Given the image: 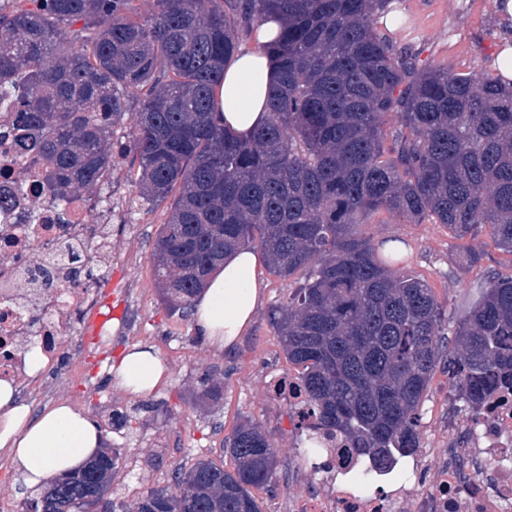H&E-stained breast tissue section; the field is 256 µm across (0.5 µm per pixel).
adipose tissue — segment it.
I'll return each instance as SVG.
<instances>
[{
    "label": "adipose tissue",
    "instance_id": "ef3b65f1",
    "mask_svg": "<svg viewBox=\"0 0 512 512\" xmlns=\"http://www.w3.org/2000/svg\"><path fill=\"white\" fill-rule=\"evenodd\" d=\"M279 29L273 20L255 23L249 47L227 63L215 90L225 132L246 138L265 122L277 63L264 48ZM262 288L256 254L228 253L194 301L199 333L217 349H232L260 308ZM112 371L125 392L144 395L164 383L166 367L153 348L136 346L113 363ZM102 443L97 425L70 403H56L34 416L19 403L14 388L0 381V449L12 455L26 486L41 487L77 471Z\"/></svg>",
    "mask_w": 512,
    "mask_h": 512
}]
</instances>
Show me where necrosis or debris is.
<instances>
[{
    "label": "necrosis or debris",
    "instance_id": "obj_1",
    "mask_svg": "<svg viewBox=\"0 0 512 512\" xmlns=\"http://www.w3.org/2000/svg\"><path fill=\"white\" fill-rule=\"evenodd\" d=\"M12 106L0 103V381L24 395L48 388L28 371L38 347L46 366L97 305L95 283L68 287L70 267L48 266L61 243L81 248L97 265L112 256V213L70 190L61 204L41 176L37 152L6 135ZM273 396L285 399L291 426L317 443L309 459L314 481L289 501L288 512H512V383L502 382L478 411L448 407V446L394 449L375 467L341 433L315 429V417L296 378L279 379Z\"/></svg>",
    "mask_w": 512,
    "mask_h": 512
}]
</instances>
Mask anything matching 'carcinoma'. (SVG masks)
Returning a JSON list of instances; mask_svg holds the SVG:
<instances>
[{"mask_svg": "<svg viewBox=\"0 0 512 512\" xmlns=\"http://www.w3.org/2000/svg\"><path fill=\"white\" fill-rule=\"evenodd\" d=\"M391 0H0V102L21 114L61 198H98L112 134L129 123L146 203L167 204L155 277L174 311L191 303L233 249L259 248L270 273L303 277L273 326L318 427L340 431L377 466L417 447L419 408L448 321L431 286L357 231L384 211L444 224L464 240L491 228L512 254V89L503 78L426 68L375 32ZM273 13L278 85L251 138L224 134L214 89L240 33ZM457 401L477 407L512 378V277L497 279L454 329ZM212 460L131 503L107 498L120 453L25 502V512H262L254 488L277 466L272 435L241 423Z\"/></svg>", "mask_w": 512, "mask_h": 512, "instance_id": "carcinoma-1", "label": "carcinoma"}]
</instances>
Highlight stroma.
Instances as JSON below:
<instances>
[{"mask_svg": "<svg viewBox=\"0 0 512 512\" xmlns=\"http://www.w3.org/2000/svg\"><path fill=\"white\" fill-rule=\"evenodd\" d=\"M396 5L399 30L389 37L395 50H411L426 66L488 73L502 32L492 0H396ZM129 136L126 126L113 134L106 188L112 197V261L99 291L117 324L112 350L97 361L64 346L61 369L51 374L56 392L43 403L70 402L99 426L107 446L120 449L109 491L118 502L170 485L177 465L187 468L210 459L232 469L223 452L225 438L242 421L257 422L275 439L278 490L270 495L260 489L256 495L264 512H286L289 500L308 490L311 474L304 435L291 428L287 404L269 396L273 380L299 372L284 354L271 313L298 280L265 274L263 302L248 332L232 352L214 350L189 314L169 311L161 300L153 243L169 212L146 204L133 190L137 167L124 152ZM361 231L377 243L403 241L406 255L399 272L427 281L451 320L477 298L480 286L512 277V254L499 249L486 228L468 241L477 257L473 263L443 224H409L381 212ZM135 346L154 348L169 372L167 384L141 397L124 393L110 371L112 362ZM214 375L224 385L218 398L210 399L204 384ZM447 384L443 364H436L418 426L420 438L441 446L448 440ZM36 495L23 484L11 455L0 451V512H23L24 502Z\"/></svg>", "mask_w": 512, "mask_h": 512, "instance_id": "obj_1", "label": "stroma"}]
</instances>
